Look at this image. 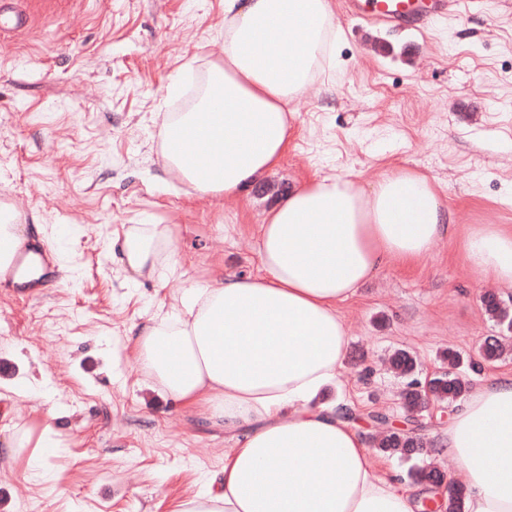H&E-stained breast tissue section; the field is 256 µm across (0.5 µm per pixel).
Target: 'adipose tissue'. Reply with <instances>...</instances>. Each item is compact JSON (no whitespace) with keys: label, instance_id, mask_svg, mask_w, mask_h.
Masks as SVG:
<instances>
[{"label":"adipose tissue","instance_id":"obj_1","mask_svg":"<svg viewBox=\"0 0 512 512\" xmlns=\"http://www.w3.org/2000/svg\"><path fill=\"white\" fill-rule=\"evenodd\" d=\"M332 0H224L208 89L164 119L161 162L202 196L260 184L288 148L301 97L336 33ZM258 273L194 283L136 341L147 388L207 408L234 446L181 512H421L446 488H401L373 473L366 434L326 400L349 345L341 303L387 263L410 264L460 236L467 264L512 286V227L458 224L428 176L400 168L293 187L258 227ZM173 224H136L120 261L133 277H177ZM442 446L465 475L464 512H512V375L471 387Z\"/></svg>","mask_w":512,"mask_h":512}]
</instances>
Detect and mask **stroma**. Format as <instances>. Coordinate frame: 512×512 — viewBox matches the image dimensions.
Masks as SVG:
<instances>
[{"label":"stroma","instance_id":"obj_1","mask_svg":"<svg viewBox=\"0 0 512 512\" xmlns=\"http://www.w3.org/2000/svg\"><path fill=\"white\" fill-rule=\"evenodd\" d=\"M28 26L0 38V209L13 210L57 277L33 293L0 282V434L12 417H57L58 445L0 453V512H177L234 442L207 412L143 387L131 326L178 288L255 272L258 226L294 185L332 172L374 180L394 167L427 175L465 224L512 225V0H477L426 31L347 14L315 86L291 102L293 133L264 186L200 196L164 170L159 129L184 105L224 29V0H39ZM136 224H174L182 278L136 280L111 242ZM498 293L464 261L459 237L417 264L392 262L340 306L349 348L336 390L369 439L417 428L427 452L389 458L447 468L437 445L450 409L419 420L387 358L404 349L426 382L453 350L479 358L473 383L512 374V329L488 316Z\"/></svg>","mask_w":512,"mask_h":512}]
</instances>
